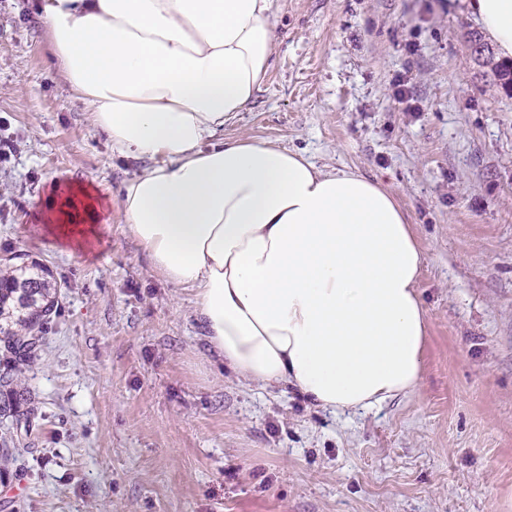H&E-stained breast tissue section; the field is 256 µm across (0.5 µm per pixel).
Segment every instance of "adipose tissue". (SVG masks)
Wrapping results in <instances>:
<instances>
[{"instance_id": "1", "label": "adipose tissue", "mask_w": 512, "mask_h": 512, "mask_svg": "<svg viewBox=\"0 0 512 512\" xmlns=\"http://www.w3.org/2000/svg\"><path fill=\"white\" fill-rule=\"evenodd\" d=\"M463 3L512 58V0ZM38 10L95 127L146 161L124 185L125 227L168 283L194 288L220 362L334 412L415 392L423 256L393 193L224 136L279 44L273 0H40ZM104 207L91 186L52 183L40 230L89 252Z\"/></svg>"}]
</instances>
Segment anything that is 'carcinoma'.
Listing matches in <instances>:
<instances>
[{
	"label": "carcinoma",
	"instance_id": "1",
	"mask_svg": "<svg viewBox=\"0 0 512 512\" xmlns=\"http://www.w3.org/2000/svg\"><path fill=\"white\" fill-rule=\"evenodd\" d=\"M57 283L37 264L16 265L0 275V356L9 362L0 372V386L8 387L17 379L21 368L33 363L44 340L47 325L55 316ZM7 413L11 424L7 427L13 448L0 453V467L19 460L17 444L18 425L29 430L34 412L22 408L20 399L6 406L0 405V414Z\"/></svg>",
	"mask_w": 512,
	"mask_h": 512
}]
</instances>
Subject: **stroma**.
<instances>
[{"mask_svg":"<svg viewBox=\"0 0 512 512\" xmlns=\"http://www.w3.org/2000/svg\"><path fill=\"white\" fill-rule=\"evenodd\" d=\"M38 0H0V261L45 266L60 313L19 375L35 409L0 512H512V89L441 0H274L279 47L225 125L380 181L423 256L417 392L334 414L212 355L191 289L126 233L112 151L62 78ZM404 78L410 96L399 99ZM114 209L88 254L40 235L52 182Z\"/></svg>","mask_w":512,"mask_h":512,"instance_id":"stroma-1","label":"stroma"}]
</instances>
